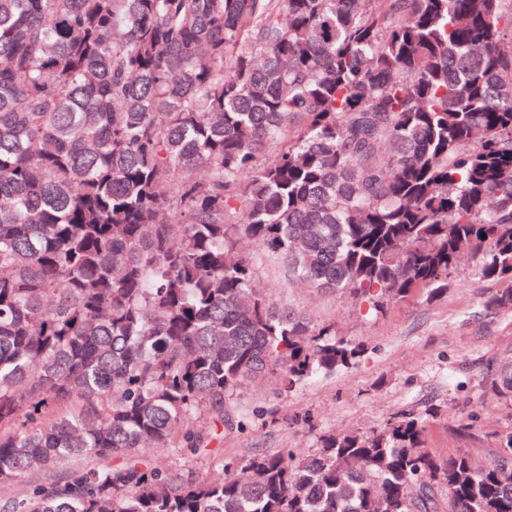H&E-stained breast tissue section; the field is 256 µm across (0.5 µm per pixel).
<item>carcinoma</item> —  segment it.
Instances as JSON below:
<instances>
[{"label": "carcinoma", "mask_w": 512, "mask_h": 512, "mask_svg": "<svg viewBox=\"0 0 512 512\" xmlns=\"http://www.w3.org/2000/svg\"><path fill=\"white\" fill-rule=\"evenodd\" d=\"M247 244L376 311L469 252L512 308V0H0V484L98 460L0 512H512V430L440 463L415 416L218 478L109 463L360 357ZM484 379L512 400V359Z\"/></svg>", "instance_id": "cac0c4a2"}]
</instances>
